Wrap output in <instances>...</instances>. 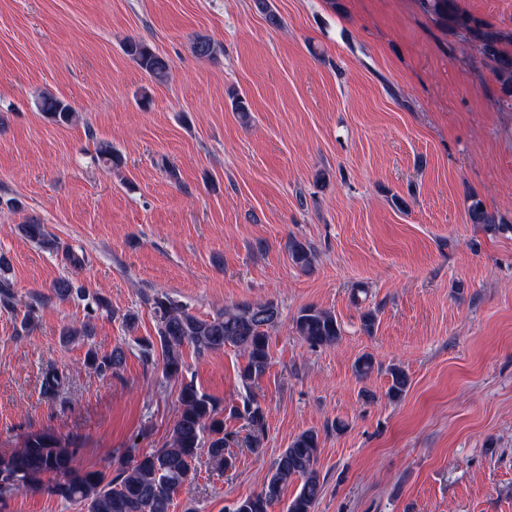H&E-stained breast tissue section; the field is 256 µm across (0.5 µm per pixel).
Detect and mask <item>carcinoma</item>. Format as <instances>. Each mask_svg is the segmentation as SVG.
<instances>
[{
	"label": "carcinoma",
	"instance_id": "1",
	"mask_svg": "<svg viewBox=\"0 0 512 512\" xmlns=\"http://www.w3.org/2000/svg\"><path fill=\"white\" fill-rule=\"evenodd\" d=\"M253 2L269 25L281 26V17L271 0ZM423 6L427 12L473 37L481 54L492 63L502 94L512 98V52L502 48L512 35L460 11L454 7L453 0H423ZM217 51V44L204 36L196 38L192 44V52L198 58H211ZM124 52L154 81L162 83L167 79L168 58L146 42L129 40ZM36 106L58 124L70 125L76 119L72 106L51 94L39 95ZM96 156L109 169L122 163L121 156L106 141L96 143ZM467 215L472 224L496 226L495 214L477 198L471 199ZM18 230L41 250L61 256L67 267L76 270L86 264L85 255L63 245L39 221L28 220L19 225ZM287 247L288 256L296 267L304 271L310 269L314 259L310 245L290 238ZM9 269V258L0 252V309L7 311L16 306L13 284L7 277ZM53 294L60 301L75 295L87 296L85 289L74 287L66 278L53 284ZM91 301L92 307L80 326L63 329V341L71 343L91 338L96 313H112L105 297L93 295ZM147 303L155 319L156 337L138 339L141 358L149 364L155 362V357H161L164 377L181 381L177 415L166 443L148 453H141L134 446L127 448L113 460V470L88 471L76 463L78 449L63 446L46 433L31 434L19 451L7 458L0 457V512H7L10 500L21 490L46 491L67 501L83 503L87 505L86 512H170L175 495L191 478L201 454H206L218 467L232 465V458L225 455V449L234 439L224 431V408L193 382L184 381L182 349L189 346L203 359L224 350L227 345L237 348L246 359L240 369V379L249 388L265 375L271 364L268 330L279 323L278 305L273 301H246L228 305L205 319L195 316L187 306L163 292L148 297ZM37 309L36 305L27 307L16 338L21 339L33 330ZM294 328L301 339L313 346H334L342 337L336 315L315 306L300 309L294 318ZM125 360V351L120 347L108 355L90 349L85 356V366L99 374L114 373L123 368ZM388 374L391 377L388 396L393 400L403 398L410 385L409 376L399 366L390 367ZM65 379L56 367H47L43 392L49 396L59 394L64 390ZM230 415L245 420L249 428L245 444L252 452L260 453L265 409L257 401L249 400L241 410L231 407ZM319 448L320 436L315 430H304L294 436L263 478L260 490L236 501L232 512H270L280 502L288 482L295 478L302 479V484L286 512H313L322 489L317 470ZM48 475L54 476V480H46Z\"/></svg>",
	"mask_w": 512,
	"mask_h": 512
}]
</instances>
